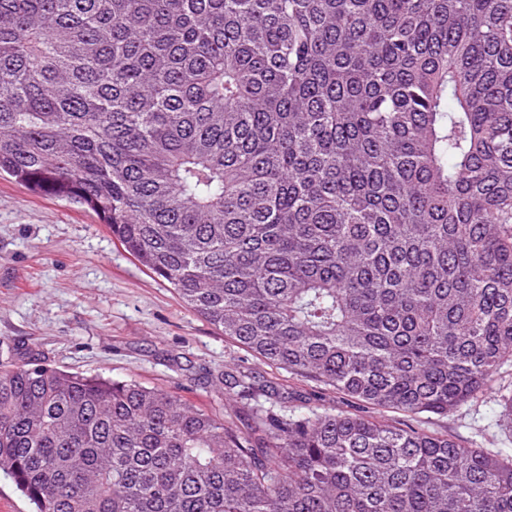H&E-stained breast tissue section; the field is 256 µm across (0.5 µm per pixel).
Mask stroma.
Instances as JSON below:
<instances>
[{
    "mask_svg": "<svg viewBox=\"0 0 512 512\" xmlns=\"http://www.w3.org/2000/svg\"><path fill=\"white\" fill-rule=\"evenodd\" d=\"M0 357L38 358L83 375L160 386L196 405L225 411L221 373L246 370L274 386L259 397L279 410L304 398L313 410L352 404L314 382L264 363L186 308L172 288L112 237L76 201L33 192L0 176ZM512 389L504 366L477 401L445 416L422 414L413 426L463 444L505 448L512 433L498 421V391Z\"/></svg>",
    "mask_w": 512,
    "mask_h": 512,
    "instance_id": "obj_1",
    "label": "stroma"
}]
</instances>
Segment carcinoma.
Listing matches in <instances>:
<instances>
[{"instance_id": "1", "label": "carcinoma", "mask_w": 512, "mask_h": 512, "mask_svg": "<svg viewBox=\"0 0 512 512\" xmlns=\"http://www.w3.org/2000/svg\"><path fill=\"white\" fill-rule=\"evenodd\" d=\"M2 172L358 406L512 365V0H0ZM0 471L35 512H512V448L37 359L0 363Z\"/></svg>"}]
</instances>
